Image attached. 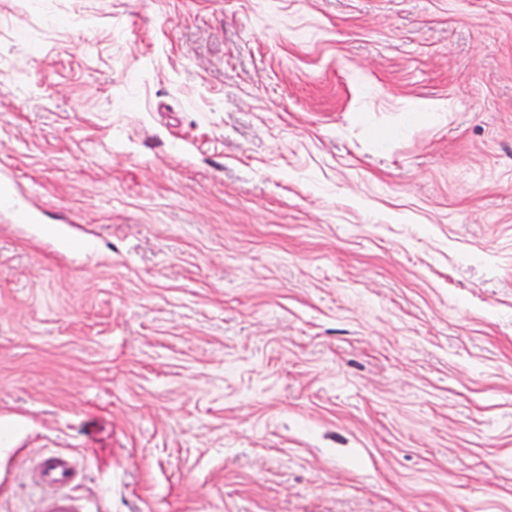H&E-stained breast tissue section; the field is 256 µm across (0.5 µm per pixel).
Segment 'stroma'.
<instances>
[{
  "mask_svg": "<svg viewBox=\"0 0 512 512\" xmlns=\"http://www.w3.org/2000/svg\"><path fill=\"white\" fill-rule=\"evenodd\" d=\"M512 512V0H0V501ZM82 465L70 453L41 451L30 458V480L40 490L37 512H98L93 501L74 495L71 488L81 475Z\"/></svg>",
  "mask_w": 512,
  "mask_h": 512,
  "instance_id": "stroma-1",
  "label": "stroma"
}]
</instances>
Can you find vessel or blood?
<instances>
[{
  "label": "vessel or blood",
  "mask_w": 512,
  "mask_h": 512,
  "mask_svg": "<svg viewBox=\"0 0 512 512\" xmlns=\"http://www.w3.org/2000/svg\"><path fill=\"white\" fill-rule=\"evenodd\" d=\"M82 465L70 453L51 450L34 454L29 475L40 491L36 512H98L93 501L73 494Z\"/></svg>",
  "instance_id": "obj_1"
}]
</instances>
